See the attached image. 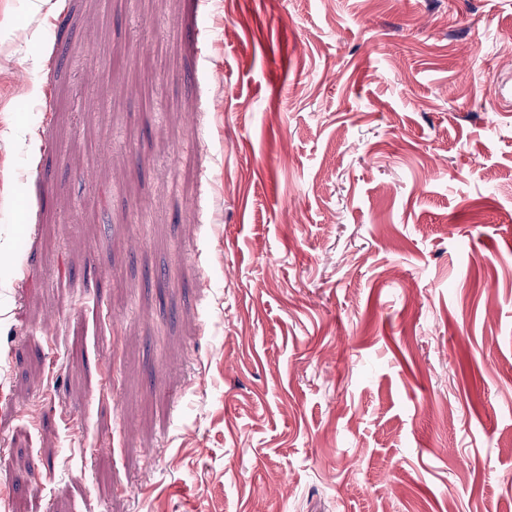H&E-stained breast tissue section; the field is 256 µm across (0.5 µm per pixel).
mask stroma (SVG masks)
<instances>
[{
	"instance_id": "stroma-1",
	"label": "stroma",
	"mask_w": 512,
	"mask_h": 512,
	"mask_svg": "<svg viewBox=\"0 0 512 512\" xmlns=\"http://www.w3.org/2000/svg\"><path fill=\"white\" fill-rule=\"evenodd\" d=\"M510 46L0 0V512H512Z\"/></svg>"
}]
</instances>
